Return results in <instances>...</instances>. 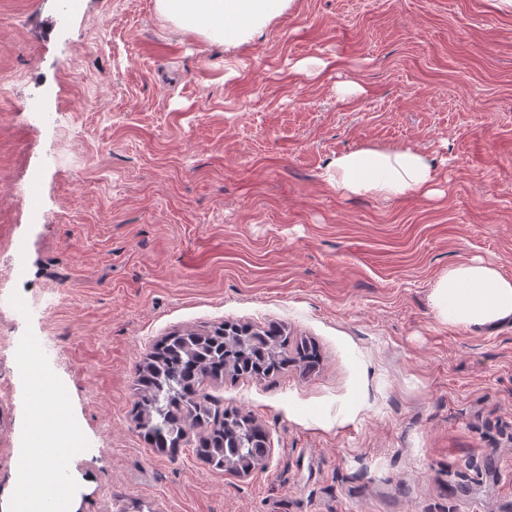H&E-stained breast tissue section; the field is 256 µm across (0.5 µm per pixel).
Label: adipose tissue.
Here are the masks:
<instances>
[{"mask_svg": "<svg viewBox=\"0 0 512 512\" xmlns=\"http://www.w3.org/2000/svg\"><path fill=\"white\" fill-rule=\"evenodd\" d=\"M284 0H158L161 14L182 30L235 41L280 14ZM325 178L343 196L399 198L429 194L432 165L419 151L362 148L341 154ZM433 305L442 322L487 327L512 320V278L490 265L462 262L438 281Z\"/></svg>", "mask_w": 512, "mask_h": 512, "instance_id": "1", "label": "adipose tissue"}]
</instances>
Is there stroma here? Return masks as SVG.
<instances>
[{
  "mask_svg": "<svg viewBox=\"0 0 512 512\" xmlns=\"http://www.w3.org/2000/svg\"><path fill=\"white\" fill-rule=\"evenodd\" d=\"M0 80V487L32 429L57 444L43 368L69 512H512V321L432 301L461 262L512 278V11L287 0L234 43L157 0H0ZM364 147L419 150L434 195H339ZM227 322L320 356L206 385L268 434L247 475L135 419L153 347Z\"/></svg>",
  "mask_w": 512,
  "mask_h": 512,
  "instance_id": "obj_1",
  "label": "stroma"
}]
</instances>
